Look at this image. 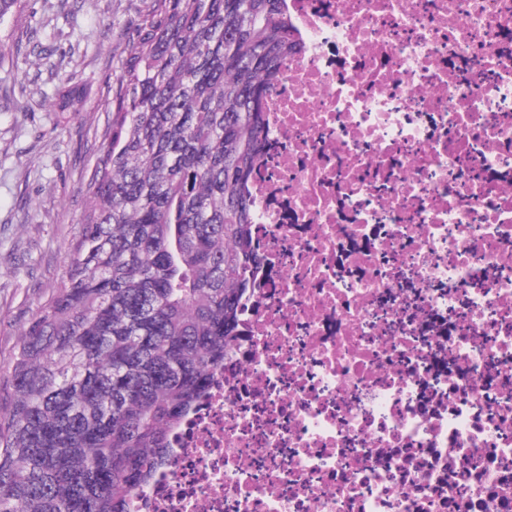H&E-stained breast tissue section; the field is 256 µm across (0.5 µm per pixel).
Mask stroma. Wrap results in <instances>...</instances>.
Masks as SVG:
<instances>
[{"mask_svg": "<svg viewBox=\"0 0 512 512\" xmlns=\"http://www.w3.org/2000/svg\"><path fill=\"white\" fill-rule=\"evenodd\" d=\"M140 0H19L0 19V379L81 230Z\"/></svg>", "mask_w": 512, "mask_h": 512, "instance_id": "1", "label": "stroma"}]
</instances>
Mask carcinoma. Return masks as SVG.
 Returning <instances> with one entry per match:
<instances>
[{
  "label": "carcinoma",
  "instance_id": "carcinoma-1",
  "mask_svg": "<svg viewBox=\"0 0 512 512\" xmlns=\"http://www.w3.org/2000/svg\"><path fill=\"white\" fill-rule=\"evenodd\" d=\"M285 0H149L62 281L0 387V512H128L237 335Z\"/></svg>",
  "mask_w": 512,
  "mask_h": 512
}]
</instances>
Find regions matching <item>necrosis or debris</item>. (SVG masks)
Segmentation results:
<instances>
[{
    "label": "necrosis or debris",
    "mask_w": 512,
    "mask_h": 512,
    "mask_svg": "<svg viewBox=\"0 0 512 512\" xmlns=\"http://www.w3.org/2000/svg\"><path fill=\"white\" fill-rule=\"evenodd\" d=\"M241 334L129 512H512V0H287Z\"/></svg>",
    "instance_id": "1"
}]
</instances>
